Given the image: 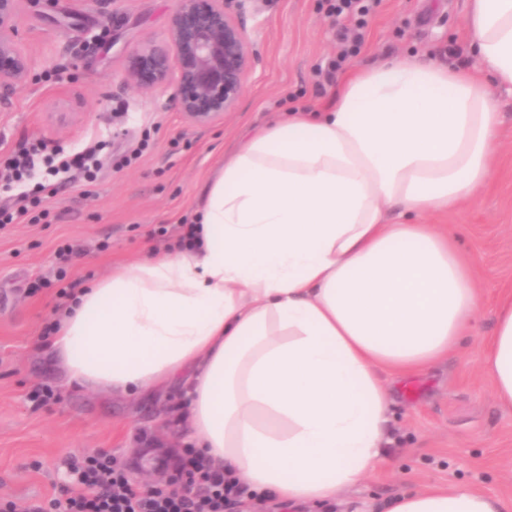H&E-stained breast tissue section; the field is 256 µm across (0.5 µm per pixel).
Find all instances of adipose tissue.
<instances>
[{
    "mask_svg": "<svg viewBox=\"0 0 512 512\" xmlns=\"http://www.w3.org/2000/svg\"><path fill=\"white\" fill-rule=\"evenodd\" d=\"M481 75L388 59L335 101L256 130L207 181L194 247L81 288L50 358L116 396L177 385L188 438L258 498L324 501L383 460L386 373L454 349L484 300L447 225L487 182L512 86V0H469ZM401 221H393L392 209ZM485 367L512 408V292ZM386 512H512L466 485L422 486Z\"/></svg>",
    "mask_w": 512,
    "mask_h": 512,
    "instance_id": "obj_1",
    "label": "adipose tissue"
}]
</instances>
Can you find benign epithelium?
Segmentation results:
<instances>
[{
  "mask_svg": "<svg viewBox=\"0 0 512 512\" xmlns=\"http://www.w3.org/2000/svg\"><path fill=\"white\" fill-rule=\"evenodd\" d=\"M260 0H175L171 26L162 40L147 38L127 53L123 81L139 90L174 88L186 120L210 126L235 110L253 71L251 43L237 15ZM21 0H0V91L22 87L34 66L23 46ZM134 470L160 472L148 452Z\"/></svg>",
  "mask_w": 512,
  "mask_h": 512,
  "instance_id": "1",
  "label": "benign epithelium"
}]
</instances>
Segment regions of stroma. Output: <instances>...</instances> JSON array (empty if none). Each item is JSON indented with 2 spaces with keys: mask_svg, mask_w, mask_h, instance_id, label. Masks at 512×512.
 Masks as SVG:
<instances>
[{
  "mask_svg": "<svg viewBox=\"0 0 512 512\" xmlns=\"http://www.w3.org/2000/svg\"><path fill=\"white\" fill-rule=\"evenodd\" d=\"M467 0H380L363 27H350L360 50L333 68L343 42L328 0H262L239 16L256 54L235 111L208 127L191 125L173 88L141 92L122 80L128 50L168 31L174 0H22L19 27L35 58L26 86L0 95V154L39 138L73 150L107 140L95 181L78 178L48 198L37 224L0 229V498L25 507L54 495L71 460L112 450L125 464L153 444L185 445L177 389L152 397H112L67 384L38 345L56 304L52 277L63 241L83 253L68 277L103 278L168 249L157 236L191 219L202 188L255 127L281 112L329 105L355 68L388 57L455 63L474 70ZM503 119L500 150L487 186L448 216L458 250L478 271L484 306L470 336L447 359L409 377L390 378L387 456L336 499L283 506L240 500L224 512H384L394 495L422 485H468L512 499V409L496 404L482 352L494 333L495 305L512 291V88L491 85ZM71 113L61 123L57 113ZM54 397L32 400L36 387Z\"/></svg>",
  "mask_w": 512,
  "mask_h": 512,
  "instance_id": "stroma-1",
  "label": "stroma"
}]
</instances>
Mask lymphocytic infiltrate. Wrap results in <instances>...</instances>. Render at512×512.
I'll use <instances>...</instances> for the list:
<instances>
[{"mask_svg":"<svg viewBox=\"0 0 512 512\" xmlns=\"http://www.w3.org/2000/svg\"><path fill=\"white\" fill-rule=\"evenodd\" d=\"M101 144L94 143L76 153L48 147L42 140L22 144L0 159V188L22 182L35 170H43L45 182L18 195L15 204L0 206V224H12L30 209L39 207L52 193V181L60 174L76 173L84 180L100 172ZM185 466L190 481L182 488L170 484L144 486L131 477L128 468L111 453L94 450L69 464L70 486L62 496L29 508L28 512H224L225 503L243 496L244 486L230 481L223 470L212 467L202 454L189 450Z\"/></svg>","mask_w":512,"mask_h":512,"instance_id":"1","label":"lymphocytic infiltrate"}]
</instances>
